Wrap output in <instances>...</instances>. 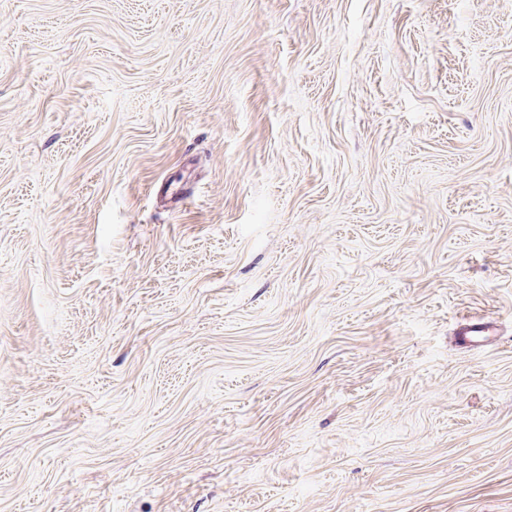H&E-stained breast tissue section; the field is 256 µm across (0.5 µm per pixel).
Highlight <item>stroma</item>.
I'll use <instances>...</instances> for the list:
<instances>
[{
  "instance_id": "35a3bbf8",
  "label": "stroma",
  "mask_w": 512,
  "mask_h": 512,
  "mask_svg": "<svg viewBox=\"0 0 512 512\" xmlns=\"http://www.w3.org/2000/svg\"><path fill=\"white\" fill-rule=\"evenodd\" d=\"M0 512H512V0H0ZM499 335L495 321L480 319L465 323L456 333L458 341L470 350H479L496 343Z\"/></svg>"
}]
</instances>
